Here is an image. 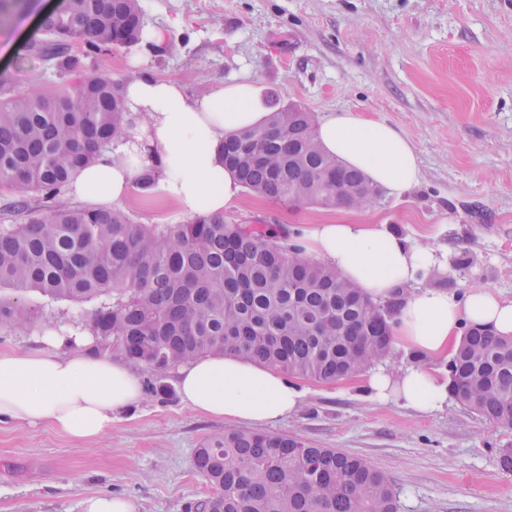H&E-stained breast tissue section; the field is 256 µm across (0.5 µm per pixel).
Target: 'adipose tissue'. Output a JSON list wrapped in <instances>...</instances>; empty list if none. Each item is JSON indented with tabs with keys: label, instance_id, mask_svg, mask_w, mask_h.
<instances>
[{
	"label": "adipose tissue",
	"instance_id": "obj_1",
	"mask_svg": "<svg viewBox=\"0 0 512 512\" xmlns=\"http://www.w3.org/2000/svg\"><path fill=\"white\" fill-rule=\"evenodd\" d=\"M135 72L122 84L124 109L133 124L128 137L100 151L72 176L67 194L96 208L119 206L144 177L152 189L190 215H220L240 196L241 185L224 163V138L264 125L249 81L226 83L204 97L192 95L174 77L157 74L134 53ZM318 139L331 155L361 169L369 180L402 195L423 177L419 155L401 130L354 112H332L318 124ZM303 253L334 268L380 303L396 299L392 336L407 351L426 358L447 356L464 330L483 328L512 336V299L487 288L460 296L441 288H415L433 262L430 249L408 244L383 224H313L298 239ZM47 349L0 354V419L50 424L76 441L95 440L112 426L114 413L143 397L139 376L122 361L88 351L75 338H46ZM182 402L189 408L239 424L263 426L288 417L304 392L278 369L231 355H207L179 373ZM371 399L395 401L421 412L440 410L448 383L423 366L393 373L372 371L365 382Z\"/></svg>",
	"mask_w": 512,
	"mask_h": 512
}]
</instances>
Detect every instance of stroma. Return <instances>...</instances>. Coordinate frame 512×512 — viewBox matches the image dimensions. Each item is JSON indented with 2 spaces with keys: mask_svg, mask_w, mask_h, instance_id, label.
<instances>
[{
  "mask_svg": "<svg viewBox=\"0 0 512 512\" xmlns=\"http://www.w3.org/2000/svg\"><path fill=\"white\" fill-rule=\"evenodd\" d=\"M60 0H32L0 24V94L50 89L64 77L31 49L39 17ZM146 27L167 30L150 56L159 73L198 96L247 78L262 96L317 116L351 111L394 124L415 145L423 178L367 210L272 201L242 192L224 212L235 224H385L433 250L421 288L463 295L488 288L512 299V0H139ZM143 224L187 216L158 195L132 194ZM34 318L0 329V352L23 353L48 330L89 332L91 302L29 293ZM136 372L143 397L93 441L47 425L0 421V512H84L86 498L120 495L137 512H195L211 493L194 457L237 424L186 407L178 372ZM364 375L300 379L298 410L263 426L318 448L362 457L382 471L398 512H512V471L500 449L512 426L491 424L456 400L430 414L376 402Z\"/></svg>",
  "mask_w": 512,
  "mask_h": 512,
  "instance_id": "35a3bbf8",
  "label": "stroma"
}]
</instances>
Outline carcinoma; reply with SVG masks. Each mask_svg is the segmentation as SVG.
<instances>
[{
	"instance_id": "obj_1",
	"label": "carcinoma",
	"mask_w": 512,
	"mask_h": 512,
	"mask_svg": "<svg viewBox=\"0 0 512 512\" xmlns=\"http://www.w3.org/2000/svg\"><path fill=\"white\" fill-rule=\"evenodd\" d=\"M34 51L59 71L82 59L53 42L87 39L85 56L141 43L139 0H62L42 19ZM72 112L67 83L0 98V191L11 223L0 224V327L28 320L20 298L97 302L91 332L134 365L165 373L206 355L232 354L291 376L323 382L383 361L392 311L328 265L306 257L271 226L222 216L141 224L121 209L90 210L66 199L73 173L129 134L119 84L107 73L82 79ZM266 128L224 138V161L242 187L271 200L364 210L382 190L326 153L315 114L270 102ZM449 392L492 424L512 425V337L465 333L448 362ZM195 464L212 493L203 512H397L389 478L367 460L315 448L286 434L216 436Z\"/></svg>"
}]
</instances>
